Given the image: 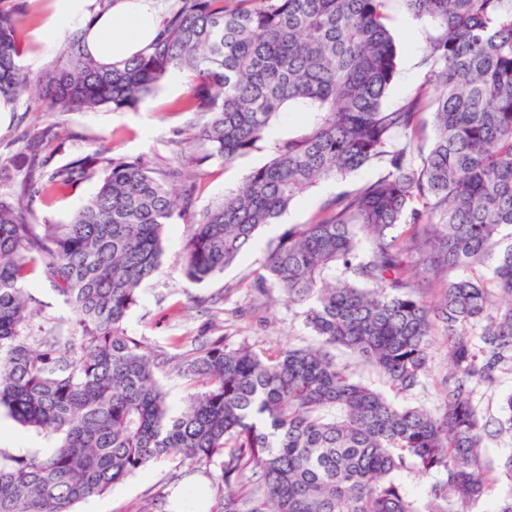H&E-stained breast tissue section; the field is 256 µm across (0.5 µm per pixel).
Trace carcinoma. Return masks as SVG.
<instances>
[{
	"mask_svg": "<svg viewBox=\"0 0 512 512\" xmlns=\"http://www.w3.org/2000/svg\"><path fill=\"white\" fill-rule=\"evenodd\" d=\"M391 2L172 0L143 53L105 67L75 30L35 75L20 64L31 2L0 5L1 97L33 95L58 114L135 112L183 73V109L201 119L160 169L98 150L54 166L48 127L0 153L14 187L0 196V409L56 441L0 450V512H72L163 458L211 477L213 512H474L501 478L512 483V452L483 454L512 440V392L498 417L481 405L482 389L512 374V0H398L437 34L427 80L393 108ZM287 112L303 116L298 131L190 216L200 167L259 148ZM364 167L380 173L288 225L248 284L301 307L318 344L257 352L203 334L150 346L128 332L174 217H192L182 274L204 283L305 191ZM94 178L67 223L36 222L34 198ZM33 278L74 313L70 339L30 334ZM436 330L449 370L432 412L406 398L428 376ZM172 371L188 387L178 414L159 381ZM404 474L433 477L426 501Z\"/></svg>",
	"mask_w": 512,
	"mask_h": 512,
	"instance_id": "cac0c4a2",
	"label": "carcinoma"
}]
</instances>
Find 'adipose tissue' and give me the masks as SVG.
Segmentation results:
<instances>
[{
  "mask_svg": "<svg viewBox=\"0 0 512 512\" xmlns=\"http://www.w3.org/2000/svg\"><path fill=\"white\" fill-rule=\"evenodd\" d=\"M154 0H115L108 8H99L97 0H51L37 32L39 40H48L61 30L81 29L89 54L104 64L129 59L152 41L160 17Z\"/></svg>",
  "mask_w": 512,
  "mask_h": 512,
  "instance_id": "1",
  "label": "adipose tissue"
}]
</instances>
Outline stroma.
Returning <instances> with one entry per match:
<instances>
[{"label": "stroma", "instance_id": "obj_1", "mask_svg": "<svg viewBox=\"0 0 512 512\" xmlns=\"http://www.w3.org/2000/svg\"><path fill=\"white\" fill-rule=\"evenodd\" d=\"M388 26L395 36L399 55L398 73L387 98L388 105L395 106L424 81L427 69L423 58L435 30L427 20L407 13L398 2L389 13ZM187 92L184 76L171 77L136 112L50 114L24 99L15 103L9 124L0 128V146L10 143L29 125H53L59 131L58 138L49 146L53 164L63 165L94 149L105 148L111 156L136 157L155 167L170 158L174 141L198 120L196 113L182 109ZM270 158L271 146L266 143L228 166L215 160L208 162L196 191L194 212L220 202L249 171L263 166ZM97 187V181L93 180L35 199L33 208L38 221L66 223ZM341 189V183L326 181L306 191L278 223L262 230L257 247L245 252L222 275L203 284L190 282L181 273L190 224L179 221L167 225L162 270L145 285L137 306L129 313L126 321L129 333L144 337L152 346L165 345L173 337L196 335L204 328L258 351L272 352L314 343L299 307L288 305L277 296L264 299L252 292L248 284L260 268L268 245L276 241L284 227L306 223ZM29 290L37 300V311L31 322L33 335L69 336L74 316L50 286L35 279L30 282ZM173 470L171 463L156 464L110 492L78 504L76 512H198L202 507L208 510L214 507L217 490L206 474L195 475L201 496L180 498L176 495L178 484L171 478Z\"/></svg>", "mask_w": 512, "mask_h": 512}]
</instances>
